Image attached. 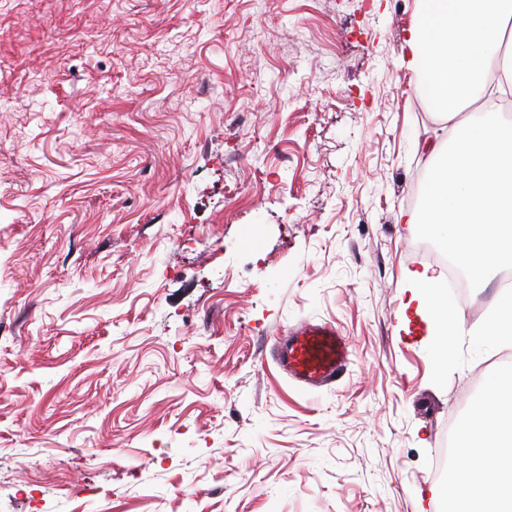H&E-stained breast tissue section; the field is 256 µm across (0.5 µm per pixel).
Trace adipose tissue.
<instances>
[{
  "instance_id": "adipose-tissue-1",
  "label": "adipose tissue",
  "mask_w": 512,
  "mask_h": 512,
  "mask_svg": "<svg viewBox=\"0 0 512 512\" xmlns=\"http://www.w3.org/2000/svg\"><path fill=\"white\" fill-rule=\"evenodd\" d=\"M403 45V63L432 111L452 117L493 94V61L512 80V54L500 49L512 25V0H418ZM403 311L421 318L437 366H444L464 319L448 298V278L425 267L409 271ZM454 464L439 489L443 512H512V369L486 386L456 431Z\"/></svg>"
}]
</instances>
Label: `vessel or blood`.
<instances>
[{
  "mask_svg": "<svg viewBox=\"0 0 512 512\" xmlns=\"http://www.w3.org/2000/svg\"><path fill=\"white\" fill-rule=\"evenodd\" d=\"M274 355L289 379L302 388L318 390L343 377L351 344L331 325L303 321L285 331Z\"/></svg>",
  "mask_w": 512,
  "mask_h": 512,
  "instance_id": "b4317fda",
  "label": "vessel or blood"
}]
</instances>
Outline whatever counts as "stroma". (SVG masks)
<instances>
[{
	"label": "stroma",
	"instance_id": "35a3bbf8",
	"mask_svg": "<svg viewBox=\"0 0 512 512\" xmlns=\"http://www.w3.org/2000/svg\"><path fill=\"white\" fill-rule=\"evenodd\" d=\"M417 0H0V512H442L511 362L438 372L404 270L427 143ZM353 355L305 391L301 320ZM276 365L298 386L318 390L339 381L351 344L335 327L303 321L287 329L274 351Z\"/></svg>",
	"mask_w": 512,
	"mask_h": 512
}]
</instances>
